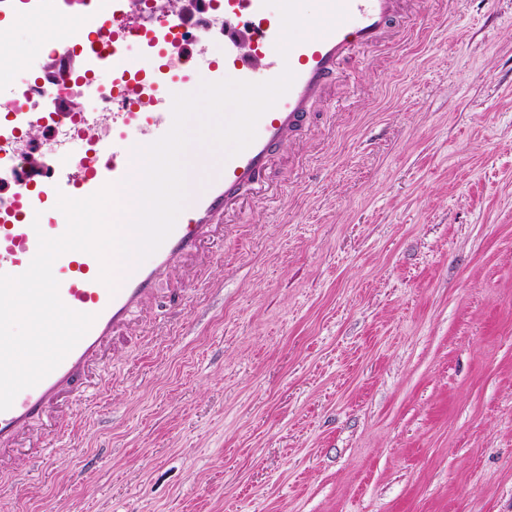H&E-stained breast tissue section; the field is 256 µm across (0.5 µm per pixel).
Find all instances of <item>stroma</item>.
Segmentation results:
<instances>
[{
  "instance_id": "obj_1",
  "label": "stroma",
  "mask_w": 512,
  "mask_h": 512,
  "mask_svg": "<svg viewBox=\"0 0 512 512\" xmlns=\"http://www.w3.org/2000/svg\"><path fill=\"white\" fill-rule=\"evenodd\" d=\"M271 181L0 512H512V0H418Z\"/></svg>"
}]
</instances>
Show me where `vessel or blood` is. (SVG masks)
Listing matches in <instances>:
<instances>
[{
    "mask_svg": "<svg viewBox=\"0 0 512 512\" xmlns=\"http://www.w3.org/2000/svg\"><path fill=\"white\" fill-rule=\"evenodd\" d=\"M404 2L318 0L314 12L308 0H204L205 16L198 19L190 10L172 9L170 0H0V30L64 17L90 35L78 46L69 29L61 30L56 44L64 60L50 78L23 88L0 85L1 167L13 166L27 133L54 120V113L37 110L38 99L90 77H112V100L103 113L63 115L83 142L82 151L51 142L48 165L22 170L12 195L0 199V273H24L39 235L65 232L64 214L50 205L58 194L84 198L132 175L133 149L170 130L174 95L193 92L204 81L259 83L287 68L295 75L288 92L259 119L253 142L225 158L185 220L148 261L123 264L116 289L104 287L99 268L84 252L69 251L55 260L62 302L95 321L50 374L0 412V457L22 446L36 426L59 427L67 394L92 385L105 348L158 298L171 270L208 253L225 215L244 193L266 197L277 150L301 128L341 62L384 39ZM295 25L311 28L312 36L294 38ZM216 28L224 39L214 43L210 34Z\"/></svg>",
    "mask_w": 512,
    "mask_h": 512,
    "instance_id": "obj_1",
    "label": "vessel or blood"
}]
</instances>
